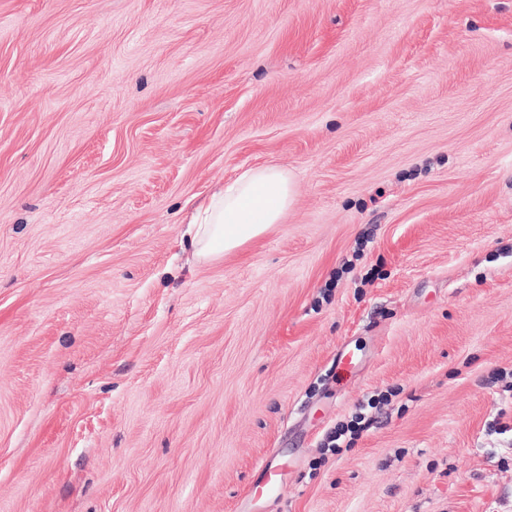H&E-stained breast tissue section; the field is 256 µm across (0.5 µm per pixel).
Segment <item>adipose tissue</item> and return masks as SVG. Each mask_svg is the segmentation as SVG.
<instances>
[{
    "instance_id": "obj_1",
    "label": "adipose tissue",
    "mask_w": 512,
    "mask_h": 512,
    "mask_svg": "<svg viewBox=\"0 0 512 512\" xmlns=\"http://www.w3.org/2000/svg\"><path fill=\"white\" fill-rule=\"evenodd\" d=\"M294 200V181L285 169H244L197 209L192 219L196 257L214 261L243 249L281 223Z\"/></svg>"
}]
</instances>
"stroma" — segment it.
I'll return each mask as SVG.
<instances>
[{
  "label": "stroma",
  "mask_w": 512,
  "mask_h": 512,
  "mask_svg": "<svg viewBox=\"0 0 512 512\" xmlns=\"http://www.w3.org/2000/svg\"><path fill=\"white\" fill-rule=\"evenodd\" d=\"M258 165L294 205L199 261ZM263 460L258 512H512V0H0V512ZM294 200V181L285 169L275 165L244 169L193 216L196 257L220 260L243 249L281 224ZM260 479L253 486V493L249 494L246 501H256L261 497L273 495L279 490L280 472L267 462H261L258 467Z\"/></svg>",
  "instance_id": "35a3bbf8"
}]
</instances>
